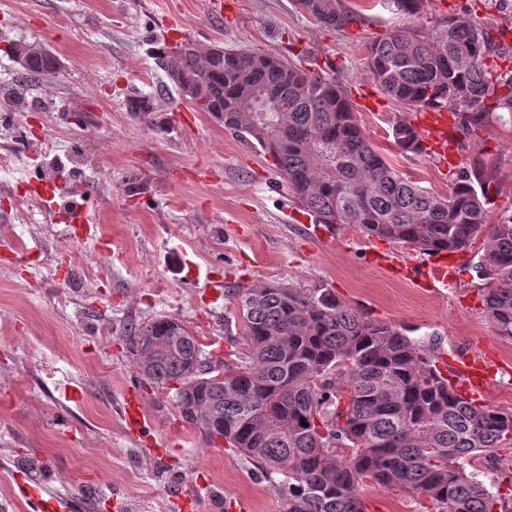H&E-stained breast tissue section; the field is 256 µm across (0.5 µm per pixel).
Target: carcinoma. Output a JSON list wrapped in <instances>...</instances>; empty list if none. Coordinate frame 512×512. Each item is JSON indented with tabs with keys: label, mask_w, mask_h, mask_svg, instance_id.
<instances>
[{
	"label": "carcinoma",
	"mask_w": 512,
	"mask_h": 512,
	"mask_svg": "<svg viewBox=\"0 0 512 512\" xmlns=\"http://www.w3.org/2000/svg\"><path fill=\"white\" fill-rule=\"evenodd\" d=\"M328 29L361 21L342 0H292ZM505 32L489 21L443 15L366 46V68L396 106L389 132L402 151L422 153L402 113L451 110L465 166L438 194L393 168L364 134L354 104L328 74L265 51L154 50L191 108L264 156L288 181L294 203L317 224H356L368 237L423 253L463 252L483 238L476 265L487 275L483 310L498 336L512 339V211L494 207L496 163L481 134L512 125V68ZM42 52L21 65L31 79L57 69ZM127 111H156L140 91ZM241 322L238 362L224 364V388L204 378L213 356L177 318L127 329L126 341L153 359L143 376L171 385L182 419L210 443L238 450L268 480L280 477L281 512H364L360 484L424 496L437 512H497L470 459L512 445V412L461 398L434 359L404 330L368 320L327 288L280 282L235 289ZM308 426L301 425V422Z\"/></svg>",
	"instance_id": "obj_1"
}]
</instances>
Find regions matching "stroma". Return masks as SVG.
<instances>
[{
  "label": "stroma",
  "mask_w": 512,
  "mask_h": 512,
  "mask_svg": "<svg viewBox=\"0 0 512 512\" xmlns=\"http://www.w3.org/2000/svg\"><path fill=\"white\" fill-rule=\"evenodd\" d=\"M0 0V99L22 93L16 118L32 127L30 147L0 167V512H32L17 478L51 489L59 500L85 498L88 512H181L176 496L195 498L192 512H279L276 482L242 455L211 446L178 416L172 391L150 383L123 340L132 323L179 318L216 359L236 347L225 324L236 311L231 288L285 282L327 288L370 319L406 329L430 354L460 355L487 347L512 362V341L497 336L482 310L473 252L453 255L461 281L436 295L377 261L392 253L411 263L412 247L337 226L321 243L309 215L292 201L286 179L209 115L183 101L158 67L154 50L189 40L207 47L273 52L317 72L336 68L352 100L367 99L359 124L392 167L436 193L448 174L433 157L399 151L388 136L395 110L371 81L365 46L436 16H467L484 0H430L415 18L381 0H343L362 22L328 29L298 13L292 0ZM38 41L59 71L38 83L10 57L12 41ZM152 95L157 112L142 120L124 96ZM497 209L512 210V128L493 125ZM65 157L80 150L83 169L70 176L87 191L94 236L78 238L55 208L24 212L17 193L44 176L39 148ZM43 230L30 234L33 225ZM24 250L17 264L9 255ZM88 260L89 275L62 283L64 257ZM212 273L223 291L207 295L190 266ZM75 387L79 400L66 399ZM142 400L145 429L129 434L127 390ZM365 512H432L425 498L364 482Z\"/></svg>",
  "instance_id": "1"
}]
</instances>
